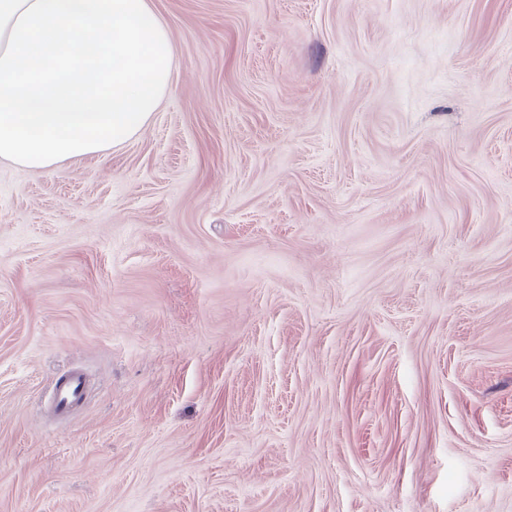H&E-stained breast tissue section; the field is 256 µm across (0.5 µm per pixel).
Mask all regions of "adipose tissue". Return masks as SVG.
<instances>
[{
  "label": "adipose tissue",
  "instance_id": "obj_1",
  "mask_svg": "<svg viewBox=\"0 0 512 512\" xmlns=\"http://www.w3.org/2000/svg\"><path fill=\"white\" fill-rule=\"evenodd\" d=\"M174 45L149 0H0V161L102 155L169 90Z\"/></svg>",
  "mask_w": 512,
  "mask_h": 512
}]
</instances>
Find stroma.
<instances>
[{"label":"stroma","mask_w":512,"mask_h":512,"mask_svg":"<svg viewBox=\"0 0 512 512\" xmlns=\"http://www.w3.org/2000/svg\"><path fill=\"white\" fill-rule=\"evenodd\" d=\"M149 3L145 127L0 161V512H512V0ZM86 374L77 368L69 370L55 383L51 403L57 417L82 406L87 398Z\"/></svg>","instance_id":"stroma-1"}]
</instances>
